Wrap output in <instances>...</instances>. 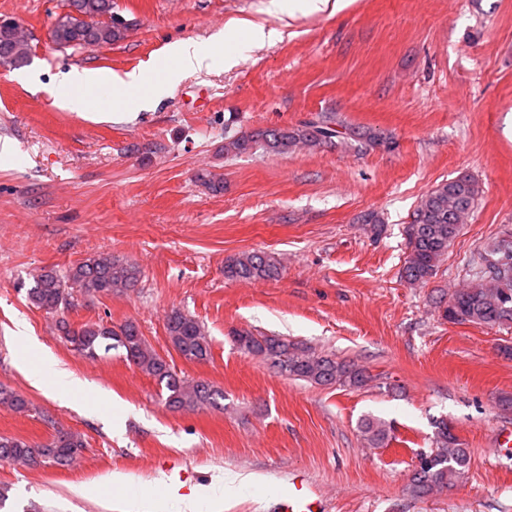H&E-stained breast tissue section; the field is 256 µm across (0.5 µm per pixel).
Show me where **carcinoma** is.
I'll list each match as a JSON object with an SVG mask.
<instances>
[{
	"mask_svg": "<svg viewBox=\"0 0 512 512\" xmlns=\"http://www.w3.org/2000/svg\"><path fill=\"white\" fill-rule=\"evenodd\" d=\"M77 15L67 14L54 26L52 41L61 47L93 48L122 40L128 30L112 17V0H68ZM106 16L108 20L99 21ZM29 55L28 41L19 25L0 29V63L21 65ZM363 141L370 148H394L393 138L383 133H360L334 118L320 114L292 127L255 129L224 136V157L261 151L284 155L296 148L343 146ZM196 179L213 193L224 191V178L208 169ZM478 182L469 175L458 176L436 185L421 198L408 227V254L403 277L411 284H424L438 270L448 247L460 233L465 219L473 212L481 196ZM472 284L455 291L446 302L442 317L453 323H472L485 327L512 325V232L506 231L472 260ZM281 274L277 258L261 251L244 252L224 263V277L232 281L256 282L275 279ZM140 268L110 253L95 254L71 267L62 275L43 269L28 289V299L48 314L57 315L61 339L81 355L95 360L116 349L139 371L165 386V405L173 411H196L222 407L224 391L203 379L178 375L171 365L148 343L136 323L118 327L99 322L73 326L64 317L75 306V294L89 299L124 293L138 287ZM166 332L173 349L184 359L204 363L212 357L211 340L204 325L194 316L173 309L166 317ZM233 341L246 354L259 356L278 372L317 386L359 388L368 381L364 369L338 360L332 355L299 346L286 338L255 336L236 332ZM0 407L15 413L29 411V401L20 393L0 386ZM363 439L381 447L389 439L391 426L376 418L360 425ZM86 442L81 434L55 428L47 444H36L0 435V463H18L28 468L71 467L82 455ZM470 455L448 429L437 425L436 446L417 456L409 492L425 497L460 479L469 466Z\"/></svg>",
	"mask_w": 512,
	"mask_h": 512,
	"instance_id": "cac0c4a2",
	"label": "carcinoma"
}]
</instances>
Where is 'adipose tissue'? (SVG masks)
Masks as SVG:
<instances>
[{
  "mask_svg": "<svg viewBox=\"0 0 512 512\" xmlns=\"http://www.w3.org/2000/svg\"><path fill=\"white\" fill-rule=\"evenodd\" d=\"M166 55L172 58V65L162 66L160 78L151 84L147 83L139 70L118 75L85 69L67 74L64 81L90 93L108 86L112 89L113 101L120 102L136 95L142 103L148 104L162 97L183 75L209 69L216 63L215 55L202 51L189 41L170 45ZM29 378L33 385L45 388L50 397L59 400L69 398L84 388L81 380L60 368L51 357L43 358L30 370ZM111 482L122 490L116 498L119 512H222L225 490L231 486L241 490L249 488L254 485L255 479L250 475L221 470L213 474L209 485L192 489L186 495L180 494L172 478L163 474L153 478L149 485L132 492L124 489V474H113Z\"/></svg>",
  "mask_w": 512,
  "mask_h": 512,
  "instance_id": "1",
  "label": "adipose tissue"
}]
</instances>
